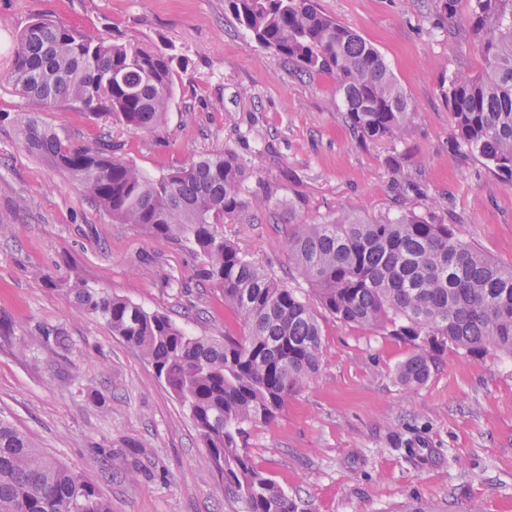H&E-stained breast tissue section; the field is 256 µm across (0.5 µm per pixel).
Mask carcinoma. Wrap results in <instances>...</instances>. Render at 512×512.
Segmentation results:
<instances>
[{"mask_svg":"<svg viewBox=\"0 0 512 512\" xmlns=\"http://www.w3.org/2000/svg\"><path fill=\"white\" fill-rule=\"evenodd\" d=\"M228 6L260 47L336 79L346 124L361 140L397 139L414 122L417 107L377 48L320 12L314 0H228ZM458 34L474 46L482 70L459 68L442 80L457 141L512 186V0H472ZM177 65L185 67L167 48H130L33 19L15 40L9 74L27 100L22 143L118 223L136 224L155 239L184 240L200 253L202 274L220 288L238 333L193 336L164 314L81 281L67 292L137 349L187 405L224 492L246 512H305L245 450L248 431L272 423L288 398L316 378L322 359V331L310 304L224 238V223L251 205L247 166L224 149L154 177L114 146L74 144L37 118L60 104L83 115L116 114L135 133L153 132L169 112ZM286 250L339 322L421 341L398 369L406 385L427 379L444 345L474 356L512 355V266L431 214L409 212L387 224L345 212L321 224L299 219ZM0 512H112V505L0 421Z\"/></svg>","mask_w":512,"mask_h":512,"instance_id":"cac0c4a2","label":"carcinoma"}]
</instances>
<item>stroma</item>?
<instances>
[{
  "label": "stroma",
  "instance_id": "1",
  "mask_svg": "<svg viewBox=\"0 0 512 512\" xmlns=\"http://www.w3.org/2000/svg\"><path fill=\"white\" fill-rule=\"evenodd\" d=\"M382 54L418 116L396 140L354 138L336 81L262 49L227 0H0V420L93 482L112 512H245L225 498L186 406L103 320L80 310L81 279L168 315L195 336L231 325L221 292L198 277L185 243L155 239L99 210L81 187L29 153L9 80L16 36L37 16L95 37L172 46L165 125L152 133L53 108L40 121L74 142L111 138L158 175L224 148L247 163V195L267 198L224 226L250 260L310 298L289 265V210L321 223L341 212L386 221L435 205L443 223L512 265V187L458 146L439 85L477 53L453 38L437 0H314ZM411 175L396 189L391 166ZM320 372L278 417L250 430L254 463L307 512H512V357L438 350L429 379L408 387L411 342L319 312ZM122 461L112 469L111 458Z\"/></svg>",
  "mask_w": 512,
  "mask_h": 512
}]
</instances>
